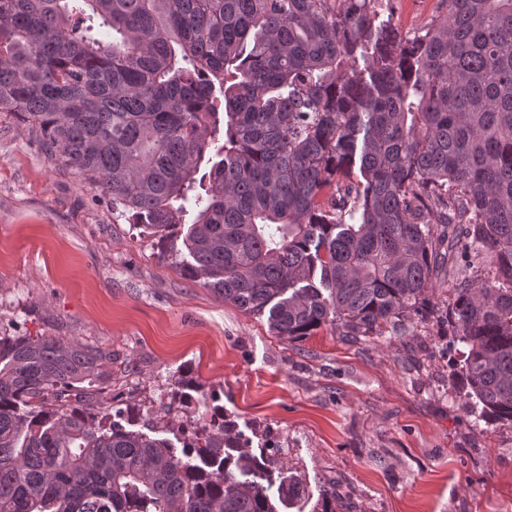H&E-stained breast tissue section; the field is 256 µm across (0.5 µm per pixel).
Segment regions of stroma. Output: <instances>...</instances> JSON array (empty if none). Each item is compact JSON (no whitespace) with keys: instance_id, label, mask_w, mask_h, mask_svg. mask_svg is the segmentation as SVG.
<instances>
[{"instance_id":"1","label":"stroma","mask_w":512,"mask_h":512,"mask_svg":"<svg viewBox=\"0 0 512 512\" xmlns=\"http://www.w3.org/2000/svg\"><path fill=\"white\" fill-rule=\"evenodd\" d=\"M382 17L415 35L437 0H381ZM451 279L430 293L427 321L399 336L329 328L289 343L265 320L184 279L152 238L44 153L36 133L0 112V334L61 336L112 355L108 405L167 416L190 370L241 433L267 431L309 488L305 512H512V423H479L460 390L439 317Z\"/></svg>"}]
</instances>
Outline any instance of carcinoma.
<instances>
[{"label": "carcinoma", "mask_w": 512, "mask_h": 512, "mask_svg": "<svg viewBox=\"0 0 512 512\" xmlns=\"http://www.w3.org/2000/svg\"><path fill=\"white\" fill-rule=\"evenodd\" d=\"M0 0V112L216 298L293 342L448 332L512 422V0ZM111 354L0 335V512H281L307 485L226 418L192 448L97 396ZM437 0H382L379 11L383 19L394 18L410 37L420 30L437 14Z\"/></svg>", "instance_id": "cac0c4a2"}]
</instances>
